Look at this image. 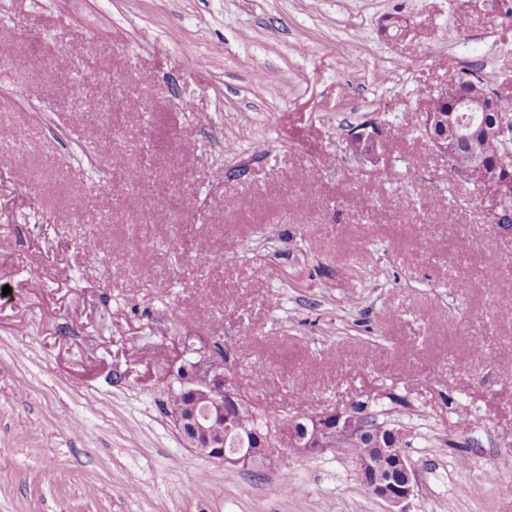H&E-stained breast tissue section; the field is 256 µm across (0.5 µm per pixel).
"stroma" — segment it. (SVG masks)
<instances>
[{"instance_id":"obj_1","label":"stroma","mask_w":512,"mask_h":512,"mask_svg":"<svg viewBox=\"0 0 512 512\" xmlns=\"http://www.w3.org/2000/svg\"><path fill=\"white\" fill-rule=\"evenodd\" d=\"M504 2L0 0V512H392L344 448L185 447L165 370L216 336L270 414L389 409L405 512H512V234L414 133L452 68L512 113ZM377 131H367V127L352 131L347 139V147L356 157L370 158L379 146Z\"/></svg>"}]
</instances>
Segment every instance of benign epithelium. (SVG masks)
Wrapping results in <instances>:
<instances>
[{"label":"benign epithelium","instance_id":"obj_1","mask_svg":"<svg viewBox=\"0 0 512 512\" xmlns=\"http://www.w3.org/2000/svg\"><path fill=\"white\" fill-rule=\"evenodd\" d=\"M430 101L429 109L422 112V125L434 146L452 165L463 161L470 167H485L481 192L495 202V223L511 231L512 178L500 177L473 140L476 128L490 139L505 138L512 131L500 101L491 100L482 85L473 81L464 89L448 85ZM379 143L377 131L365 127L352 131L347 139L352 154L364 158L373 156ZM236 370L231 352L208 343L193 352L178 353L166 371L163 405L186 447L211 461L229 468L247 467L272 458L276 447L283 444L314 454L336 447L341 438L366 431L363 414L357 412L358 402L333 412L299 417L286 435L263 430L249 439L236 440L229 448L224 432L232 431L235 419L248 409ZM357 473L369 493L393 505L414 495L415 474L402 452L381 448L377 455L368 454L358 463Z\"/></svg>","mask_w":512,"mask_h":512}]
</instances>
